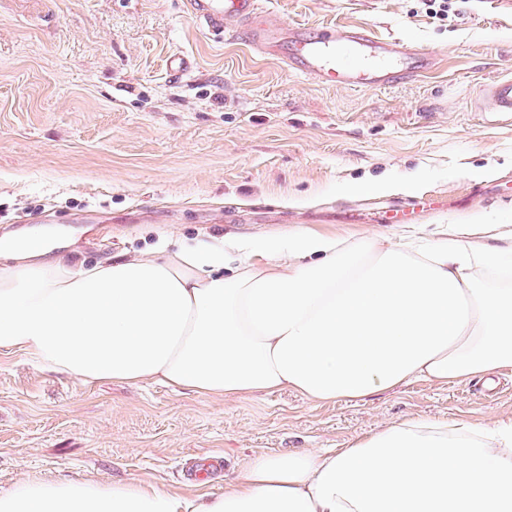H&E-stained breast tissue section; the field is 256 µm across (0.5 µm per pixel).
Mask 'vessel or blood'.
Masks as SVG:
<instances>
[{"label":"vessel or blood","instance_id":"obj_1","mask_svg":"<svg viewBox=\"0 0 512 512\" xmlns=\"http://www.w3.org/2000/svg\"><path fill=\"white\" fill-rule=\"evenodd\" d=\"M186 12L215 34L245 38L259 55L273 57L318 84L343 89L382 88L427 72V52L398 37H377L362 27L310 29L267 17L263 0H184ZM495 113H512V77L489 88Z\"/></svg>","mask_w":512,"mask_h":512}]
</instances>
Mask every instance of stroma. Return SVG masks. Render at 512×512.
Instances as JSON below:
<instances>
[{
  "mask_svg": "<svg viewBox=\"0 0 512 512\" xmlns=\"http://www.w3.org/2000/svg\"><path fill=\"white\" fill-rule=\"evenodd\" d=\"M280 21L398 34L435 65L382 89L322 86L200 29L182 0H0V238L43 228L92 266L164 236H279L512 224V124L491 83L512 76V0H264ZM189 57L190 77L167 61ZM493 167L476 179L475 168ZM412 179L413 194L354 184ZM413 416L512 417V377L414 381L358 401L289 392L201 397L161 383L86 384L0 351V489L32 479L223 491L258 454L342 447Z\"/></svg>",
  "mask_w": 512,
  "mask_h": 512,
  "instance_id": "stroma-1",
  "label": "stroma"
}]
</instances>
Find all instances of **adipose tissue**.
<instances>
[{
    "instance_id": "adipose-tissue-1",
    "label": "adipose tissue",
    "mask_w": 512,
    "mask_h": 512,
    "mask_svg": "<svg viewBox=\"0 0 512 512\" xmlns=\"http://www.w3.org/2000/svg\"><path fill=\"white\" fill-rule=\"evenodd\" d=\"M0 248V350L82 382L357 400L512 377V225L193 240L83 268ZM494 286H475V269ZM0 512H512V418H409L344 447L249 459L224 491L30 480Z\"/></svg>"
}]
</instances>
